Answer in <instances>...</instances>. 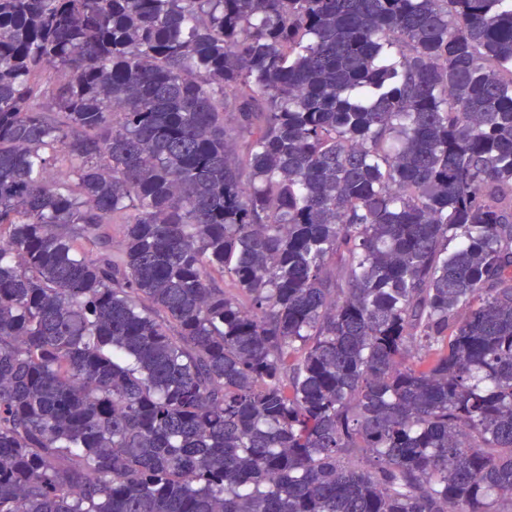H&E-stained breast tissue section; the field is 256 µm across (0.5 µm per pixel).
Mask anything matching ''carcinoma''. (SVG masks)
<instances>
[{
	"label": "carcinoma",
	"mask_w": 512,
	"mask_h": 512,
	"mask_svg": "<svg viewBox=\"0 0 512 512\" xmlns=\"http://www.w3.org/2000/svg\"><path fill=\"white\" fill-rule=\"evenodd\" d=\"M0 512H512V0H0Z\"/></svg>",
	"instance_id": "carcinoma-1"
}]
</instances>
